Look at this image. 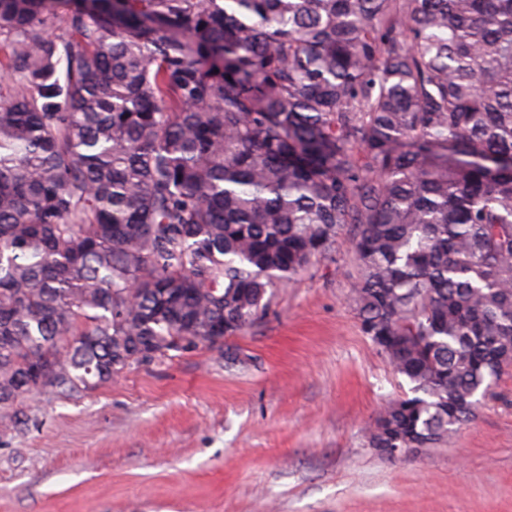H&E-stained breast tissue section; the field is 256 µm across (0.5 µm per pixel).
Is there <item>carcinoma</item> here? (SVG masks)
<instances>
[{"mask_svg":"<svg viewBox=\"0 0 512 512\" xmlns=\"http://www.w3.org/2000/svg\"><path fill=\"white\" fill-rule=\"evenodd\" d=\"M0 48L14 423L221 345L349 224L410 384L367 447L449 442L512 365V0H0Z\"/></svg>","mask_w":512,"mask_h":512,"instance_id":"cac0c4a2","label":"carcinoma"}]
</instances>
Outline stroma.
Returning a JSON list of instances; mask_svg holds the SVG:
<instances>
[{
  "instance_id": "obj_1",
  "label": "stroma",
  "mask_w": 512,
  "mask_h": 512,
  "mask_svg": "<svg viewBox=\"0 0 512 512\" xmlns=\"http://www.w3.org/2000/svg\"><path fill=\"white\" fill-rule=\"evenodd\" d=\"M352 227L221 348L0 417V512H512V367L448 444L364 430L409 384L360 330Z\"/></svg>"
}]
</instances>
